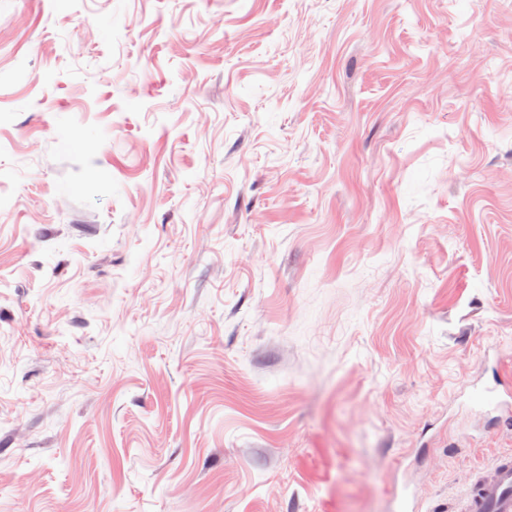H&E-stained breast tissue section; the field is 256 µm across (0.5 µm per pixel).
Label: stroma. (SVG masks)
Returning a JSON list of instances; mask_svg holds the SVG:
<instances>
[{"instance_id": "1", "label": "stroma", "mask_w": 512, "mask_h": 512, "mask_svg": "<svg viewBox=\"0 0 512 512\" xmlns=\"http://www.w3.org/2000/svg\"><path fill=\"white\" fill-rule=\"evenodd\" d=\"M501 381L512 0H0V512H459Z\"/></svg>"}]
</instances>
